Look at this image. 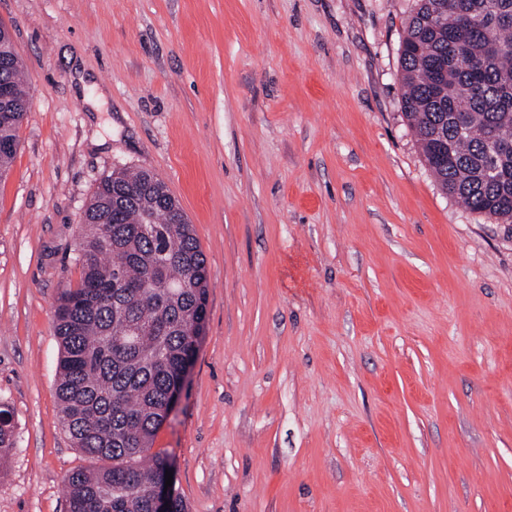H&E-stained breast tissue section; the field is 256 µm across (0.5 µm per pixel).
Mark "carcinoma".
<instances>
[{"label":"carcinoma","instance_id":"carcinoma-1","mask_svg":"<svg viewBox=\"0 0 512 512\" xmlns=\"http://www.w3.org/2000/svg\"><path fill=\"white\" fill-rule=\"evenodd\" d=\"M405 117L436 183L471 212L512 223V0H415L400 49ZM0 178L19 149L31 96L0 26ZM80 223L77 285L55 304V392L90 466L65 475L67 512H151L171 457L151 452L205 335L208 270L167 184L104 174ZM0 406V458L16 448Z\"/></svg>","mask_w":512,"mask_h":512}]
</instances>
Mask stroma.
I'll use <instances>...</instances> for the list:
<instances>
[{"instance_id":"1","label":"stroma","mask_w":512,"mask_h":512,"mask_svg":"<svg viewBox=\"0 0 512 512\" xmlns=\"http://www.w3.org/2000/svg\"><path fill=\"white\" fill-rule=\"evenodd\" d=\"M413 5L0 0L31 95L0 179V512H66L88 464L54 304L122 167L167 183L207 259L205 338L153 444L189 512H512V223L423 160ZM12 412L5 405L0 406V459L9 454L17 445Z\"/></svg>"}]
</instances>
